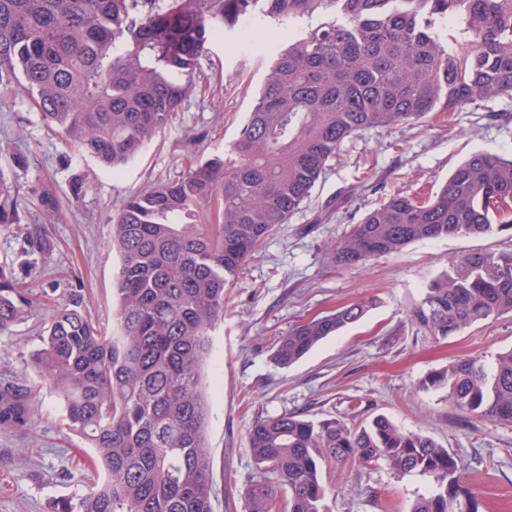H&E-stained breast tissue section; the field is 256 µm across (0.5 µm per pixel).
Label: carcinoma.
<instances>
[{
    "instance_id": "obj_1",
    "label": "carcinoma",
    "mask_w": 512,
    "mask_h": 512,
    "mask_svg": "<svg viewBox=\"0 0 512 512\" xmlns=\"http://www.w3.org/2000/svg\"><path fill=\"white\" fill-rule=\"evenodd\" d=\"M324 21L306 31L296 22ZM270 22L275 38L258 96L237 138L182 178L126 200L112 220L120 255L117 332L104 336L74 291L54 304L0 265V333L42 307L35 361L62 399L67 429L93 448V488L58 512H213L208 401L201 368L224 314V288L264 240L300 210L342 144L431 112L512 99V0H0V88H15L82 155L114 168L165 129L194 91L206 45L247 42ZM460 40L451 44L445 32ZM216 203L215 223L200 206ZM512 230V157L477 152L433 198L393 194L332 246L338 266L448 236ZM357 302L295 324L274 360L288 368L359 321ZM512 314V251L453 259L408 310L413 334L439 340ZM423 388L475 419L512 422V349L492 365L463 357ZM32 390L0 385V432L31 425ZM257 474L248 512H329L323 469L382 463L426 477L409 512H478L461 458L385 416L363 425L282 413L248 432Z\"/></svg>"
}]
</instances>
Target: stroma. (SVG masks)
I'll return each instance as SVG.
<instances>
[{
  "instance_id": "1",
  "label": "stroma",
  "mask_w": 512,
  "mask_h": 512,
  "mask_svg": "<svg viewBox=\"0 0 512 512\" xmlns=\"http://www.w3.org/2000/svg\"><path fill=\"white\" fill-rule=\"evenodd\" d=\"M267 64L233 35L210 42L194 92L168 127L116 170L78 154L43 123L28 96L1 91L0 192L18 195L22 211L17 223L0 231V265L27 277L33 289L53 290L60 305L80 290L92 322L111 335L120 266L113 217L128 197L182 178L190 163L223 155L252 110ZM478 151L512 155L511 99L347 139L308 201L225 288L224 315L211 332L202 376L213 512H247L245 491L255 475L247 433L255 420L284 412L361 421L386 415L463 459L481 512H512V423L472 419L451 404L447 390L420 385L429 372L463 356L493 363L512 348V315L429 342L415 339L405 322L409 307L450 259L510 251L512 232L422 240L399 255L351 268L336 266L329 252L384 197L399 192L427 199ZM45 189L58 203L50 220L38 202ZM36 234L49 250L29 272L20 248ZM367 299L373 305L360 321L326 338L299 363H274L275 341L293 325ZM45 318L32 310L0 335V381L26 384L40 408L27 428L0 433V512H56L62 500L88 491L78 467L94 451L63 425V403L31 358ZM327 481L330 512H408L428 487L419 477L355 463L330 467Z\"/></svg>"
}]
</instances>
